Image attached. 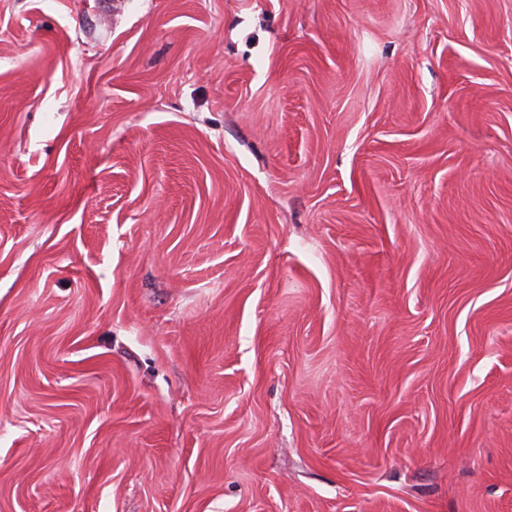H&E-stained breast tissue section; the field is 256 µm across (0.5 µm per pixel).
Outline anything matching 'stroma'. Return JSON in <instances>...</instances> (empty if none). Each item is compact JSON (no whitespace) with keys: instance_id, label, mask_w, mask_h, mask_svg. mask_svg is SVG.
I'll list each match as a JSON object with an SVG mask.
<instances>
[{"instance_id":"1","label":"stroma","mask_w":512,"mask_h":512,"mask_svg":"<svg viewBox=\"0 0 512 512\" xmlns=\"http://www.w3.org/2000/svg\"><path fill=\"white\" fill-rule=\"evenodd\" d=\"M0 512H512V0H0Z\"/></svg>"}]
</instances>
